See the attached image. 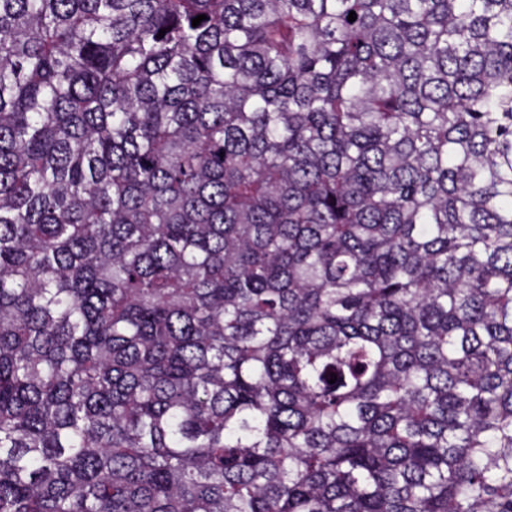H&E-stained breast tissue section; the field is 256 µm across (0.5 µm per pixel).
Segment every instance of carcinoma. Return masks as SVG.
I'll list each match as a JSON object with an SVG mask.
<instances>
[{
    "label": "carcinoma",
    "mask_w": 512,
    "mask_h": 512,
    "mask_svg": "<svg viewBox=\"0 0 512 512\" xmlns=\"http://www.w3.org/2000/svg\"><path fill=\"white\" fill-rule=\"evenodd\" d=\"M0 512H512V0H0Z\"/></svg>",
    "instance_id": "carcinoma-1"
}]
</instances>
